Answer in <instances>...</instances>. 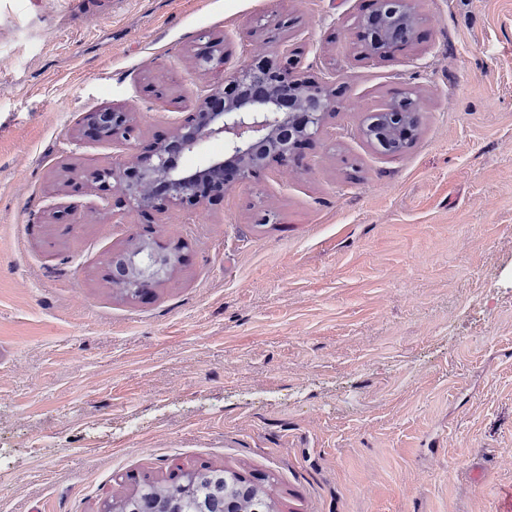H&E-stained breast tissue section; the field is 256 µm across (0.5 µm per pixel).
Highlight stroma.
Returning <instances> with one entry per match:
<instances>
[{
  "label": "stroma",
  "mask_w": 512,
  "mask_h": 512,
  "mask_svg": "<svg viewBox=\"0 0 512 512\" xmlns=\"http://www.w3.org/2000/svg\"><path fill=\"white\" fill-rule=\"evenodd\" d=\"M0 0V512H107L221 468L279 512H512V0ZM294 50L339 109L223 200L143 218L69 178L147 158L213 76ZM412 98L397 154L362 134ZM119 105L137 150L91 137ZM183 259L129 297L112 253ZM409 0H377L376 24L366 23L365 51L369 55L385 52L394 44L411 39L416 14Z\"/></svg>",
  "instance_id": "1"
}]
</instances>
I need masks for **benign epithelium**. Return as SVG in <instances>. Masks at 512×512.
Instances as JSON below:
<instances>
[{"label": "benign epithelium", "mask_w": 512, "mask_h": 512, "mask_svg": "<svg viewBox=\"0 0 512 512\" xmlns=\"http://www.w3.org/2000/svg\"><path fill=\"white\" fill-rule=\"evenodd\" d=\"M416 14L410 0H377L375 23L366 26L365 51L380 54L391 46L411 39ZM338 109L334 91L324 84L301 79L288 49L277 61L248 62L225 72L224 80L195 101L190 112L175 128L173 144L182 152L202 149L213 138L224 140V154L203 159L198 174L209 178L205 186L197 177L169 167V145L153 148L155 161L137 178L129 179L128 164L97 168L82 175L80 185L104 186L113 180L124 186L122 201L128 210L143 213L170 206L198 208L228 188L224 170L234 168L233 183L246 185L275 165L288 160L294 138L306 141L319 135L326 119ZM418 104L406 98L391 102L371 113L365 135L383 152L397 154L390 146V134L399 131L403 139L413 134ZM91 129L103 139L124 145L138 138L133 113L123 108L96 112ZM180 247L158 251L143 242L129 251L114 252L110 260L112 281L129 294L138 295L159 285L179 261Z\"/></svg>", "instance_id": "7a95c632"}]
</instances>
